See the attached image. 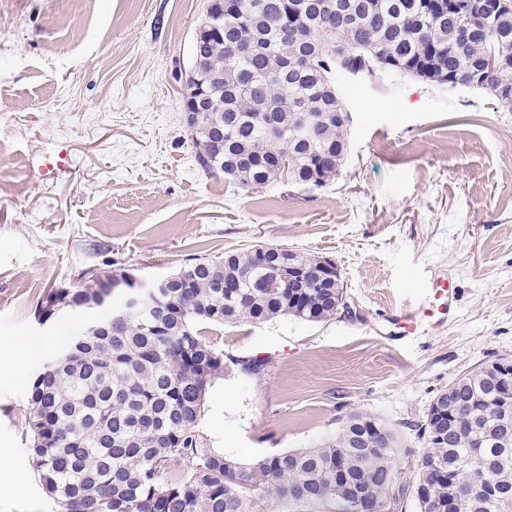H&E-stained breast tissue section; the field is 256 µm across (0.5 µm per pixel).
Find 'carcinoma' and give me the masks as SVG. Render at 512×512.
Listing matches in <instances>:
<instances>
[{
    "label": "carcinoma",
    "instance_id": "1",
    "mask_svg": "<svg viewBox=\"0 0 512 512\" xmlns=\"http://www.w3.org/2000/svg\"><path fill=\"white\" fill-rule=\"evenodd\" d=\"M274 0H227L224 38L204 39L191 55L224 74L210 87L192 143L207 174L222 173L244 190L279 177L319 187L336 176L349 120L336 75L387 66L445 86L476 81L512 108V13L492 0H317L320 10L290 18ZM314 27L309 45L281 38L283 21ZM263 37L264 51L238 55L235 44ZM495 66H486L490 46ZM324 108L338 115L308 143L293 136L297 115ZM310 271L285 277L279 254ZM324 257L288 248L236 249L217 258L195 255L166 288L128 289L140 306L111 321L89 288H55L37 318L54 317V302L103 318L93 336L74 335L36 373L30 392L28 448L52 512H254L255 497L277 512H357L352 485L378 502L400 478V431L356 412L335 437L240 463L214 452L199 426L212 383L241 365L259 374L262 360L224 359L205 329L278 316L321 322L343 308L344 285L317 272ZM494 356L434 396L416 424L424 448L413 484L419 512H512V375ZM405 449V448H403ZM405 453L412 450L407 448Z\"/></svg>",
    "mask_w": 512,
    "mask_h": 512
}]
</instances>
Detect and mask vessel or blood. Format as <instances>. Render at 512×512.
<instances>
[{
	"mask_svg": "<svg viewBox=\"0 0 512 512\" xmlns=\"http://www.w3.org/2000/svg\"><path fill=\"white\" fill-rule=\"evenodd\" d=\"M426 286L425 300L415 307L393 313L389 318V333L407 340L425 331L442 326L452 315L456 298L453 282L447 275H432Z\"/></svg>",
	"mask_w": 512,
	"mask_h": 512,
	"instance_id": "obj_1",
	"label": "vessel or blood"
}]
</instances>
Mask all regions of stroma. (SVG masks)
Returning <instances> with one entry per match:
<instances>
[{
  "label": "stroma",
  "mask_w": 512,
  "mask_h": 512,
  "mask_svg": "<svg viewBox=\"0 0 512 512\" xmlns=\"http://www.w3.org/2000/svg\"><path fill=\"white\" fill-rule=\"evenodd\" d=\"M207 0H0V358L14 342L75 333L39 325L48 289L113 260L142 285L191 254L256 245L332 259L349 311L210 329L233 367L200 423L240 462L336 435L352 412L414 426L440 389L493 356L512 358V110L478 89L414 77H342L351 114L336 178L246 191L207 175L183 121L178 77ZM436 270L454 315L404 344L389 314L415 306ZM32 374L0 373V512H50L32 479ZM31 480L16 495L13 476Z\"/></svg>",
  "instance_id": "35a3bbf8"
}]
</instances>
